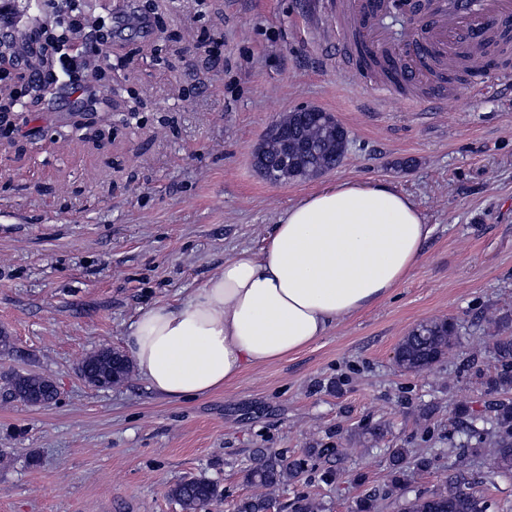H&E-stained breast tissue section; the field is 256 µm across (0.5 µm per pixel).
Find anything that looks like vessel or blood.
Returning <instances> with one entry per match:
<instances>
[{"instance_id": "vessel-or-blood-1", "label": "vessel or blood", "mask_w": 512, "mask_h": 512, "mask_svg": "<svg viewBox=\"0 0 512 512\" xmlns=\"http://www.w3.org/2000/svg\"><path fill=\"white\" fill-rule=\"evenodd\" d=\"M393 9L394 0H339V24L324 30L321 39L326 43H345L346 48L337 56L336 64L348 71L355 58L347 45L351 32H358L369 49L388 54L399 82L428 86L431 96L422 103L437 109L447 101L446 84L443 78L428 70L429 52L442 53L450 61L468 54V35L481 38L490 34L488 18L511 17L512 0H436L427 36L421 38L409 31L397 41L392 40L376 20L377 14Z\"/></svg>"}]
</instances>
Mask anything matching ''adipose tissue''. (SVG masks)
I'll return each mask as SVG.
<instances>
[{"mask_svg": "<svg viewBox=\"0 0 512 512\" xmlns=\"http://www.w3.org/2000/svg\"><path fill=\"white\" fill-rule=\"evenodd\" d=\"M432 229L384 182L339 180L302 197L176 306L138 317L126 347L148 389L203 397L275 364L388 299Z\"/></svg>", "mask_w": 512, "mask_h": 512, "instance_id": "ef3b65f1", "label": "adipose tissue"}]
</instances>
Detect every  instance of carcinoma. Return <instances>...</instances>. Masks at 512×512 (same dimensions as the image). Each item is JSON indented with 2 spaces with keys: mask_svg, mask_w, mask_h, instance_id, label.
<instances>
[{
  "mask_svg": "<svg viewBox=\"0 0 512 512\" xmlns=\"http://www.w3.org/2000/svg\"><path fill=\"white\" fill-rule=\"evenodd\" d=\"M512 36L499 34L486 54L509 60ZM365 67L381 78L390 75V63L384 57L367 55ZM288 123V143L274 133L265 132L257 151L273 161L271 169L257 172L275 185L310 180L336 168L343 161L350 143L347 130L336 124V135L325 133L315 119H302L297 112L281 118ZM493 328L490 336L492 351L499 362L496 373L484 377L488 394L512 391V336H505L509 318L495 314L487 318ZM457 324L448 319L423 322L411 330L397 347L396 361L406 373H417L444 359L457 346ZM79 371L96 387H112L128 380L131 362L126 355L112 357V349L101 348L88 354ZM0 385L13 399L31 406H47L55 401L57 389L49 378L38 374L10 373L0 376ZM460 434L458 452L448 463V486L431 492L406 496L409 475L433 468L438 456L431 453L414 455L408 448L389 451L390 475L386 483L356 497L351 512H381L383 502H400L401 512H489L491 504L484 486L503 476H512V400L497 399L475 415L464 403L455 406ZM342 443L334 448H310L302 455L288 458L260 451L246 471L250 494L237 505V512H267L276 505L277 492L301 479L315 468V460H339L348 456ZM169 495L183 512H200L208 502L223 496L219 486L203 477L183 479L174 484ZM291 512H323L324 504L306 493L297 494L289 504Z\"/></svg>",
  "mask_w": 512,
  "mask_h": 512,
  "instance_id": "obj_1",
  "label": "carcinoma"
}]
</instances>
